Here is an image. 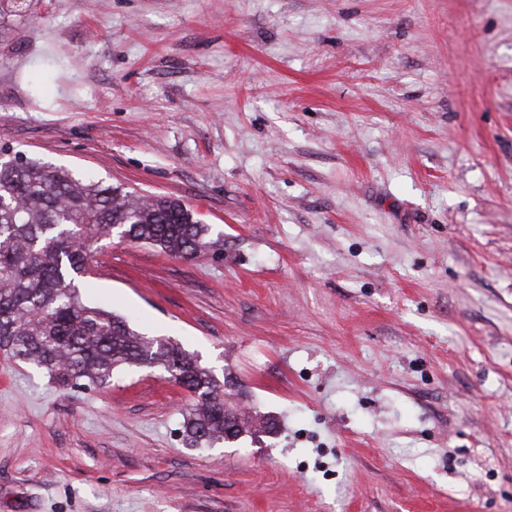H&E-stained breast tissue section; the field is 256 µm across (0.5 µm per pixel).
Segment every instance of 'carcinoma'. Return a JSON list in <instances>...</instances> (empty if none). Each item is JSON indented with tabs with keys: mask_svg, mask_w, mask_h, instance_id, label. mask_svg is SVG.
<instances>
[{
	"mask_svg": "<svg viewBox=\"0 0 512 512\" xmlns=\"http://www.w3.org/2000/svg\"><path fill=\"white\" fill-rule=\"evenodd\" d=\"M114 230L186 260L210 245L208 225L179 200L146 199L0 149V350L63 389L102 387L122 366L174 371L190 397L186 442L236 440L249 420L224 404L232 379L177 343L144 337L123 317L83 302L78 280L88 272L90 245Z\"/></svg>",
	"mask_w": 512,
	"mask_h": 512,
	"instance_id": "1",
	"label": "carcinoma"
}]
</instances>
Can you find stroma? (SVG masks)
Returning <instances> with one entry per match:
<instances>
[{
    "label": "stroma",
    "mask_w": 512,
    "mask_h": 512,
    "mask_svg": "<svg viewBox=\"0 0 512 512\" xmlns=\"http://www.w3.org/2000/svg\"><path fill=\"white\" fill-rule=\"evenodd\" d=\"M1 146L209 225L80 294L277 429L191 448L164 374L0 352V512H512V0H25Z\"/></svg>",
    "instance_id": "35a3bbf8"
}]
</instances>
